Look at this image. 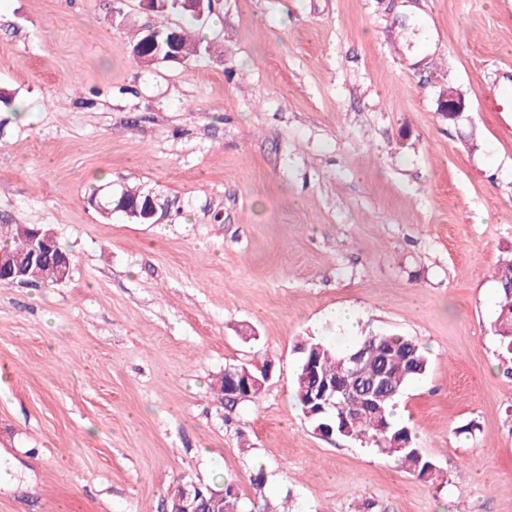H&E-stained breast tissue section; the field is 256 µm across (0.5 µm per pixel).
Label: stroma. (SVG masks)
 <instances>
[{
  "mask_svg": "<svg viewBox=\"0 0 512 512\" xmlns=\"http://www.w3.org/2000/svg\"><path fill=\"white\" fill-rule=\"evenodd\" d=\"M139 0H0V224L52 229L62 284L0 285V512H164L178 480L271 512H512V359L490 330L512 250V0H217L149 67ZM461 91L454 122L441 89ZM165 216L103 219L129 187ZM413 337L397 400L442 484L314 433L297 346ZM271 360L232 421L225 368ZM188 27L178 26L176 27V31L178 32V42L176 39V31H174L173 28L169 27L166 29H155V28H148L145 29V39L149 42H157L158 37L162 35L165 31H168L167 38H166V47H165V53H166V61H172V62H182L185 58H189L191 56L197 55L201 51V47L199 43L193 42L188 38ZM179 44V45H178ZM180 47V48H179ZM181 49V50H180ZM182 51V53H181ZM184 57H183V55ZM143 58L136 57V59H139V62L149 66L154 65L159 62H166L163 59V54H160V57L157 59L152 60V55H148V52H145L143 55ZM467 109L465 96L453 87L443 89L438 97V110L448 120L458 119Z\"/></svg>",
  "mask_w": 512,
  "mask_h": 512,
  "instance_id": "obj_1",
  "label": "stroma"
}]
</instances>
